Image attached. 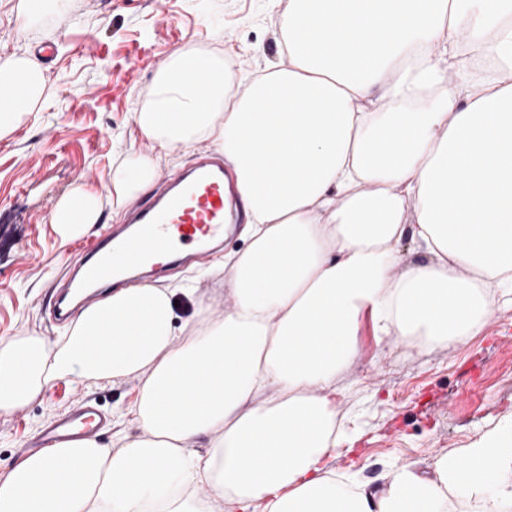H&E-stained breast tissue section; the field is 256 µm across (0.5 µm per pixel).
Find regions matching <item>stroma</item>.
<instances>
[{
    "label": "stroma",
    "instance_id": "stroma-1",
    "mask_svg": "<svg viewBox=\"0 0 512 512\" xmlns=\"http://www.w3.org/2000/svg\"><path fill=\"white\" fill-rule=\"evenodd\" d=\"M18 2L0 0V55L34 56L46 40L58 53L44 63L52 83L47 106L0 139V336L35 332L52 343L64 334L50 313L59 269L107 225H122L129 207L153 200L151 181L125 207H113V170L136 151L150 154L162 177L214 149L202 141L170 153L150 143L132 121L136 99L178 50L221 53L239 73L279 62L276 17L288 0H68L24 33L15 25ZM78 189L99 197L96 220L71 228L51 223L58 205ZM243 246L240 236L230 237L221 251L155 283L174 288L192 281L223 309L224 284L210 270ZM358 345L337 411L346 433L332 462L337 475L379 493L395 466L408 463L431 474L437 457L459 454L490 431L512 426L511 305L494 309L480 335L449 348L379 342L367 317ZM136 392L133 380L52 383L28 407L0 416V471L29 454L41 426L84 398L111 417L97 435L102 444L139 434L129 412Z\"/></svg>",
    "mask_w": 512,
    "mask_h": 512
}]
</instances>
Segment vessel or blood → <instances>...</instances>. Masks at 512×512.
I'll use <instances>...</instances> for the list:
<instances>
[{
	"mask_svg": "<svg viewBox=\"0 0 512 512\" xmlns=\"http://www.w3.org/2000/svg\"><path fill=\"white\" fill-rule=\"evenodd\" d=\"M224 240V162L198 157L185 172L169 175L150 206L135 207L125 225L90 242L60 279L52 315L67 323L82 306L93 303L97 287L126 285V273L140 271L158 257L183 261L210 254ZM101 411L88 403L73 407L44 429L46 442L96 436Z\"/></svg>",
	"mask_w": 512,
	"mask_h": 512,
	"instance_id": "vessel-or-blood-1",
	"label": "vessel or blood"
}]
</instances>
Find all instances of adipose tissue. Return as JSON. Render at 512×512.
<instances>
[{
	"mask_svg": "<svg viewBox=\"0 0 512 512\" xmlns=\"http://www.w3.org/2000/svg\"><path fill=\"white\" fill-rule=\"evenodd\" d=\"M281 63L240 82L172 55L132 114L169 151L208 141L243 212L231 302L131 284L56 343L0 337V416L59 380L134 379L140 435L49 445L0 473V512H505L512 434L395 467L386 491L337 477L336 406L363 313L379 340L452 346L512 298V0H288ZM205 60L202 82L189 77ZM32 56L0 58V139L50 98ZM150 155L112 174L150 182ZM413 237L429 254L400 269ZM205 438V450L193 443Z\"/></svg>",
	"mask_w": 512,
	"mask_h": 512,
	"instance_id": "1",
	"label": "adipose tissue"
}]
</instances>
